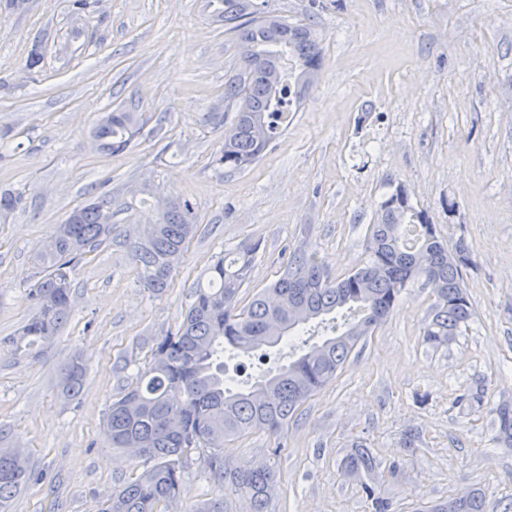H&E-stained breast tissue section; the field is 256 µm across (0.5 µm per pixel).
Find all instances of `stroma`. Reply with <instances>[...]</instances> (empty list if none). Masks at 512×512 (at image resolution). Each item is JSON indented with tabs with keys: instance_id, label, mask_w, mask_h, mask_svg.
<instances>
[{
	"instance_id": "35a3bbf8",
	"label": "stroma",
	"mask_w": 512,
	"mask_h": 512,
	"mask_svg": "<svg viewBox=\"0 0 512 512\" xmlns=\"http://www.w3.org/2000/svg\"><path fill=\"white\" fill-rule=\"evenodd\" d=\"M205 2L95 0L83 16L71 0L0 5V192L26 201L0 218V425L34 472L10 512H100L142 471L108 445L102 420L180 324L216 256L257 243L247 298L298 250L347 274L399 184L448 244L469 246L473 321L446 346L425 344L433 296L415 283L287 429H251L225 441L224 457L274 465V512H372L366 481L394 512L470 488L495 512L512 498V447L492 425L493 408L512 402V0H251L310 25L322 61L287 126L244 170L214 162L224 129L206 116L223 111L241 47ZM36 40L43 61L30 71ZM119 107L140 113L141 132L124 151L99 150L90 132ZM144 182L195 207L198 230L171 288L151 295L128 248L103 246L72 274L74 311L55 343L14 356L6 339L32 311L41 242L74 208ZM76 353L85 377L68 400L59 375ZM477 385L479 404L460 407ZM359 445L379 462L373 474L345 468ZM201 458L188 451L172 512L217 495Z\"/></svg>"
}]
</instances>
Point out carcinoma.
Returning a JSON list of instances; mask_svg holds the SVG:
<instances>
[{
    "mask_svg": "<svg viewBox=\"0 0 512 512\" xmlns=\"http://www.w3.org/2000/svg\"><path fill=\"white\" fill-rule=\"evenodd\" d=\"M215 13L251 47V57L263 65L252 80L245 77L249 63L224 86L225 108L242 102L231 131L224 133L216 162L232 170L251 166L288 122L284 95L290 83L306 86L316 76L321 50L312 29L275 17L246 20L248 0H209ZM141 116L115 110L92 132L102 150L127 148L140 133ZM148 185L128 190L130 200L119 202L106 194L71 212L73 222L55 227L40 245L35 261L40 278L27 293L32 314L10 339L14 354L37 345H50L72 314L69 273L89 252L112 241L131 251L143 288L160 295L171 286L189 240L197 231V217L187 199L158 198L154 223L138 235L116 232L111 216L133 208ZM257 245L243 241L218 256L208 271V283L199 284L180 326L157 343L150 367L110 404L103 421L107 442L114 448H142L144 470L112 492L102 512H165L177 500L183 456L202 450L203 465L223 494L201 502L192 512H229L228 496L245 500L249 512H272L277 472L267 463L242 469L224 460V441L254 427L277 434L320 388L336 379L358 344L403 300L408 288L422 280L432 283L433 314L423 329V341L448 344L468 324L474 311L463 284L461 269L471 263L464 242L449 248L438 236L426 211L410 202L397 185L381 202L376 221L369 225L367 260L343 277L329 276L315 250L291 256L279 278L241 305L249 282ZM329 321L331 336L319 344L304 339L313 321ZM288 340L299 352L296 359L253 379L224 378V357L252 354ZM85 373L82 358L61 368L62 392L78 395ZM497 440L512 447V404L496 408ZM0 428V512H8L15 494L32 478L29 457L7 442ZM374 458L360 453L347 468L370 472ZM373 512H390L391 504L371 484L362 485ZM421 512H487L478 491L461 492Z\"/></svg>",
    "mask_w": 512,
    "mask_h": 512,
    "instance_id": "cac0c4a2",
    "label": "carcinoma"
}]
</instances>
